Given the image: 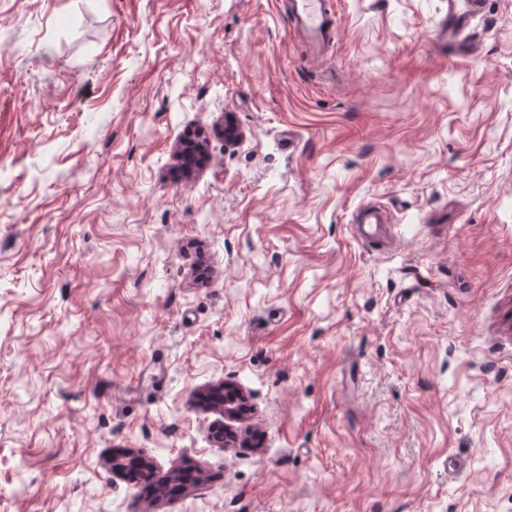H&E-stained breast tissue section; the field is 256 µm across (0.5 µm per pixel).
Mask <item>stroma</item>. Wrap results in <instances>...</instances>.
Here are the masks:
<instances>
[{"mask_svg":"<svg viewBox=\"0 0 512 512\" xmlns=\"http://www.w3.org/2000/svg\"><path fill=\"white\" fill-rule=\"evenodd\" d=\"M445 9L0 0V512H512V0ZM288 20L297 40L316 57H326L336 45L338 1L288 0ZM448 10L435 29V40L442 49L461 57L476 54L475 47L468 39L473 22L481 18L486 10L487 0H446ZM378 224H389L383 211L375 204L362 205L354 213L352 231L354 236L362 242L378 241Z\"/></svg>","mask_w":512,"mask_h":512,"instance_id":"stroma-1","label":"stroma"}]
</instances>
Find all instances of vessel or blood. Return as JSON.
<instances>
[{
	"instance_id": "vessel-or-blood-1",
	"label": "vessel or blood",
	"mask_w": 512,
	"mask_h": 512,
	"mask_svg": "<svg viewBox=\"0 0 512 512\" xmlns=\"http://www.w3.org/2000/svg\"><path fill=\"white\" fill-rule=\"evenodd\" d=\"M448 10L435 30V39L441 48L467 58L475 53L468 39L474 21L486 10L487 0H446ZM288 20L297 40L318 57L327 56L336 44L338 32L337 0H288ZM388 218L376 205L366 204L357 208L352 231L361 241L379 238V227Z\"/></svg>"
}]
</instances>
